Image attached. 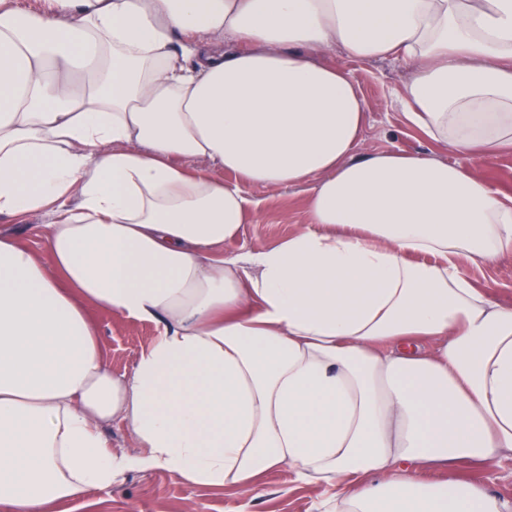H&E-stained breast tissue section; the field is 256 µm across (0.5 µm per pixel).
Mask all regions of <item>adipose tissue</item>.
Instances as JSON below:
<instances>
[{"label":"adipose tissue","mask_w":512,"mask_h":512,"mask_svg":"<svg viewBox=\"0 0 512 512\" xmlns=\"http://www.w3.org/2000/svg\"><path fill=\"white\" fill-rule=\"evenodd\" d=\"M334 50L404 63L407 124L467 165L355 156ZM503 153L512 0H0V216L52 218L48 261L0 236V512L282 466L319 512H512L455 472L512 453V306L462 269L512 253ZM303 183L304 231L223 254L248 187ZM90 302L157 325L131 372ZM479 173L493 188L504 194L512 195V154H501L481 163ZM110 449L125 450L130 453H137L136 443L125 425L113 422L105 429Z\"/></svg>","instance_id":"1"}]
</instances>
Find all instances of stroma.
<instances>
[{
  "instance_id": "obj_1",
  "label": "stroma",
  "mask_w": 512,
  "mask_h": 512,
  "mask_svg": "<svg viewBox=\"0 0 512 512\" xmlns=\"http://www.w3.org/2000/svg\"><path fill=\"white\" fill-rule=\"evenodd\" d=\"M324 60L349 71L368 104L357 155L397 151L462 163V156L425 140L406 125L396 103L407 78L402 62L387 58L353 61L338 50L325 54ZM247 193L259 201V210L248 214L238 238L225 242V254L259 250L308 225L307 186H251ZM48 222V216L40 213L21 220L0 218V232L12 235L45 261L49 258ZM465 270L494 301L512 305V254L480 266L466 265ZM88 311L113 374L131 372L141 351L154 340L156 326L93 305ZM323 496V486L295 481L285 467L268 472L255 497L232 486L192 485L167 470L153 468L125 472L111 487L61 503L55 512H314L315 503Z\"/></svg>"
}]
</instances>
